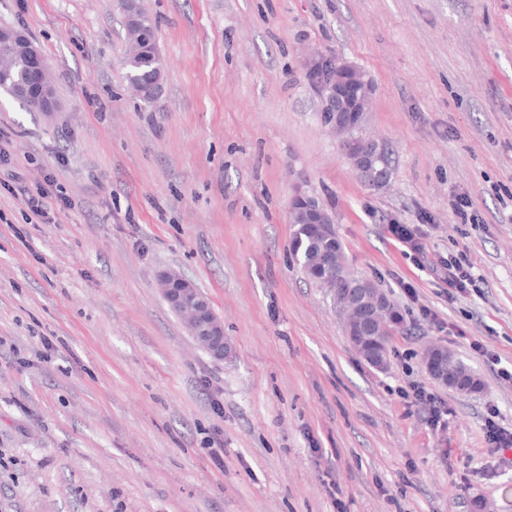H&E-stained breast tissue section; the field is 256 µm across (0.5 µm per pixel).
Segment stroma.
Masks as SVG:
<instances>
[{
	"instance_id": "1",
	"label": "stroma",
	"mask_w": 512,
	"mask_h": 512,
	"mask_svg": "<svg viewBox=\"0 0 512 512\" xmlns=\"http://www.w3.org/2000/svg\"><path fill=\"white\" fill-rule=\"evenodd\" d=\"M143 4L166 64L149 104L118 0H0L58 100L0 95V512H512V451L483 432L491 408L512 429V0ZM314 53L371 81L383 187L322 123ZM49 179L70 205L41 218L24 193ZM300 190L401 316L384 369L290 255ZM458 254L484 285L452 300L435 268ZM167 270L208 295L224 360L163 298ZM433 345L481 390L436 383Z\"/></svg>"
}]
</instances>
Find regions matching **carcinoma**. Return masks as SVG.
Here are the masks:
<instances>
[{"label":"carcinoma","instance_id":"cac0c4a2","mask_svg":"<svg viewBox=\"0 0 512 512\" xmlns=\"http://www.w3.org/2000/svg\"><path fill=\"white\" fill-rule=\"evenodd\" d=\"M121 9L129 45L123 61L129 88L143 89L161 85L165 62L155 47V20L144 9L140 0L123 3ZM5 72L12 73L14 82L10 87L0 90L26 102L40 112L43 111L40 101L31 97L28 92L31 68L25 48L0 44V73ZM289 219L290 223L296 226L291 242L292 255L311 280L325 289L336 302H341L339 280L354 276V272L347 265L339 238H325L322 236L321 226L307 223V208L304 204L294 206ZM325 253L336 259V267L323 265L320 257ZM433 350L436 351V365L430 374L437 383L463 392L479 389L480 381L473 370L456 353L439 346L433 347Z\"/></svg>","mask_w":512,"mask_h":512}]
</instances>
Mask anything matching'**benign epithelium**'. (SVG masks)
Wrapping results in <instances>:
<instances>
[{
	"label": "benign epithelium",
	"mask_w": 512,
	"mask_h": 512,
	"mask_svg": "<svg viewBox=\"0 0 512 512\" xmlns=\"http://www.w3.org/2000/svg\"><path fill=\"white\" fill-rule=\"evenodd\" d=\"M32 63L33 91L37 98L48 105L47 111H54L56 104L51 99V87L44 75L47 64L36 46L27 48ZM313 82L321 88V98L326 101L329 112L328 128L336 135L340 152L352 166L374 186L383 185L388 179V165L381 152L376 150L372 140L354 146L350 143V132L359 126L369 103L357 94L356 87L364 72L358 67L337 58L314 60L310 64ZM163 294L167 303L182 311L189 335L197 345L215 360H222L230 351L224 339V326L218 318L210 315L212 307L207 297L199 293L189 280L175 271L161 275ZM352 299L358 312L351 319H345V333L352 345L370 341L380 335L376 324L382 305L381 297L369 296L366 288H356Z\"/></svg>",
	"instance_id": "obj_1"
}]
</instances>
